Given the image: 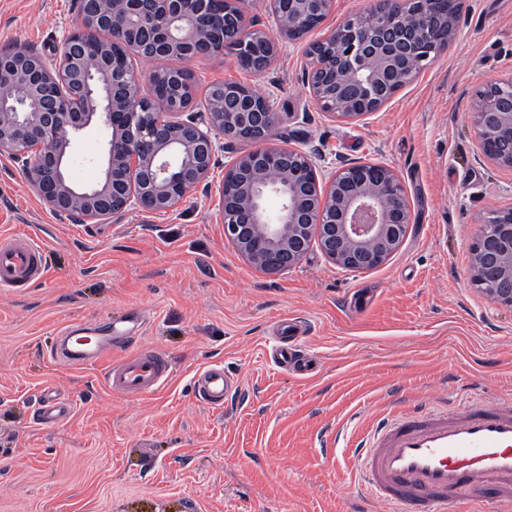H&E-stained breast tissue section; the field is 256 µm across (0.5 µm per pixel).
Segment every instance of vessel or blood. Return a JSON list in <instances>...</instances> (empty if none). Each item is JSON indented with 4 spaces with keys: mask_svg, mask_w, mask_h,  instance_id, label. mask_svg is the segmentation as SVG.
Masks as SVG:
<instances>
[{
    "mask_svg": "<svg viewBox=\"0 0 512 512\" xmlns=\"http://www.w3.org/2000/svg\"><path fill=\"white\" fill-rule=\"evenodd\" d=\"M47 266L45 248L31 236L0 238V288L21 290L41 279ZM138 313L124 326H111L99 336L82 335L80 328L62 327L55 361L69 367H103L110 391L133 396L154 392L169 379L172 363L159 350L139 349L120 360L112 352L124 345L129 327H140ZM303 323L282 320L267 350L275 365L304 374L310 365L299 340ZM232 383L223 367L206 368L197 379L202 400L222 406ZM71 406L48 400L39 418L55 425L67 418ZM346 450L376 503L397 512H448L459 496L491 490L497 502H512V400L478 405L464 400L442 411L427 402H392L389 411L354 432Z\"/></svg>",
    "mask_w": 512,
    "mask_h": 512,
    "instance_id": "b4317fda",
    "label": "vessel or blood"
}]
</instances>
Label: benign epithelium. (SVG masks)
<instances>
[{"mask_svg":"<svg viewBox=\"0 0 512 512\" xmlns=\"http://www.w3.org/2000/svg\"><path fill=\"white\" fill-rule=\"evenodd\" d=\"M334 0H269L278 6V36L264 31L233 45L236 58L268 68L277 38L294 40L312 19H324ZM438 0H376L365 13L334 30L308 53L307 82L320 101L337 99L335 116L355 120L392 97L400 63L437 40L452 41L458 15L435 25ZM80 24L48 61L29 49L0 53V153L8 155L37 195L55 212L104 223L129 211L168 213L206 181L221 140L255 148L233 165L219 194L225 238L256 268L279 273L297 266L317 242L324 257L352 271L370 270L399 249L411 206L392 168L354 161L319 176L311 156L279 141V114L236 82L217 86L204 110L187 89L143 76L133 59L193 60L227 50L211 40L216 16L224 26L253 27L246 0H77ZM488 88L474 107L476 139L492 162L512 168V77ZM144 100L154 112H136ZM109 133L98 185L80 188L69 173L67 148L91 122ZM472 249L473 279L512 282V208L493 213Z\"/></svg>","mask_w":512,"mask_h":512,"instance_id":"obj_1","label":"benign epithelium"}]
</instances>
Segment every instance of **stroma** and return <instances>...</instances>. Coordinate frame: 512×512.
<instances>
[{
  "instance_id": "1",
  "label": "stroma",
  "mask_w": 512,
  "mask_h": 512,
  "mask_svg": "<svg viewBox=\"0 0 512 512\" xmlns=\"http://www.w3.org/2000/svg\"><path fill=\"white\" fill-rule=\"evenodd\" d=\"M463 2L455 39L356 121L315 101L307 50L373 0H335L260 74L228 52L172 62L195 78L193 111L213 83H241L323 172L365 161L398 173L412 221L401 247L367 271L314 247L269 275L236 252L219 185L247 142L218 151L207 183L175 211L100 224L53 213L0 154V235H31L48 252L41 280L0 289V512H362L369 495L337 431L380 416L394 396L448 397L463 385L486 404L512 399V308L470 271L483 222L512 208V170L484 157L472 117L477 91L512 77V0ZM78 23L75 0H0V52L52 54ZM107 136L94 122L73 139L77 185L97 180ZM133 309L145 319L135 345L172 361L165 388L120 395L98 369L52 360L62 326L106 327ZM289 317L309 328L315 368L305 378L265 356L274 323ZM211 365L234 382L220 407L194 384ZM49 396L72 406L53 426L33 418Z\"/></svg>"
}]
</instances>
